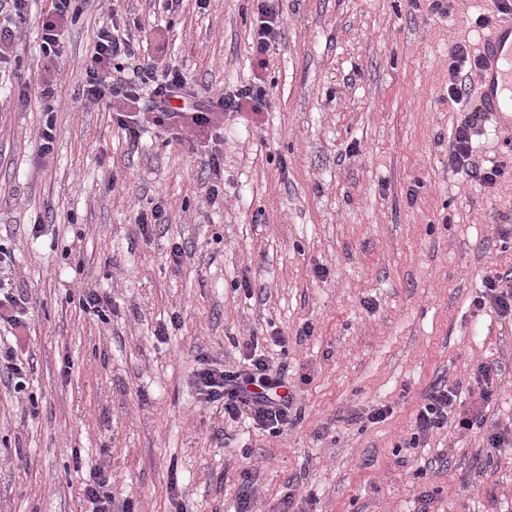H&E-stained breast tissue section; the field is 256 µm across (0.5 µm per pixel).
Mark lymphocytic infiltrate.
<instances>
[{"instance_id": "1", "label": "lymphocytic infiltrate", "mask_w": 512, "mask_h": 512, "mask_svg": "<svg viewBox=\"0 0 512 512\" xmlns=\"http://www.w3.org/2000/svg\"><path fill=\"white\" fill-rule=\"evenodd\" d=\"M75 10L72 0H51V7L40 18L42 48L45 54H57L65 26ZM256 30L252 49L256 56L268 53L280 38L283 22L279 0H257ZM139 42L135 36L119 27L98 32L94 46L84 61V94L91 101H106L113 109L126 103H137L143 89H150L154 121L179 131L198 130L213 125L227 112L266 109L268 92L264 86L248 85L233 96L198 99L188 93L182 73L162 70L158 66L139 62ZM451 165L476 179L481 185L496 184L502 171L488 168L472 160V135L469 123H461L448 142ZM243 362L231 368L200 360L195 372V386L202 403L221 407L225 418L251 419L258 429L276 435L293 426V397L282 373L272 371L257 340L242 344ZM501 374L498 365L482 363L473 370L481 403L469 411L460 408L458 388L442 383L428 392L425 403L418 409L413 440L426 437L430 431L454 420L457 428L471 430L483 427L486 419L483 401L489 400Z\"/></svg>"}]
</instances>
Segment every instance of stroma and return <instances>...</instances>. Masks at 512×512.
Here are the masks:
<instances>
[{"instance_id": "stroma-1", "label": "stroma", "mask_w": 512, "mask_h": 512, "mask_svg": "<svg viewBox=\"0 0 512 512\" xmlns=\"http://www.w3.org/2000/svg\"><path fill=\"white\" fill-rule=\"evenodd\" d=\"M50 5L35 0L0 65V286L27 322L0 339L32 366L24 393L0 383V512H88L75 449L134 512H236L248 474L253 512H512V451L487 444L512 429V321L473 304L490 273L512 286V177L485 188L448 164L467 121L476 160L512 170L477 71L466 103L448 99L450 53L477 52L494 0H280L284 34L260 60L254 0H75L54 57L37 25ZM132 21L142 57L188 92L260 83L267 110L180 134L137 111L130 142L82 87L96 33ZM157 201L167 224L139 226ZM90 289L104 317L83 309ZM251 338L288 367L300 418L277 437L194 386L199 357L236 366ZM485 362L502 369L486 427L411 447L430 388L459 387L471 409Z\"/></svg>"}]
</instances>
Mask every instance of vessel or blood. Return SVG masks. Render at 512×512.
<instances>
[{
    "label": "vessel or blood",
    "mask_w": 512,
    "mask_h": 512,
    "mask_svg": "<svg viewBox=\"0 0 512 512\" xmlns=\"http://www.w3.org/2000/svg\"><path fill=\"white\" fill-rule=\"evenodd\" d=\"M481 107L499 129L512 128V18L501 19L480 51Z\"/></svg>",
    "instance_id": "b4317fda"
}]
</instances>
